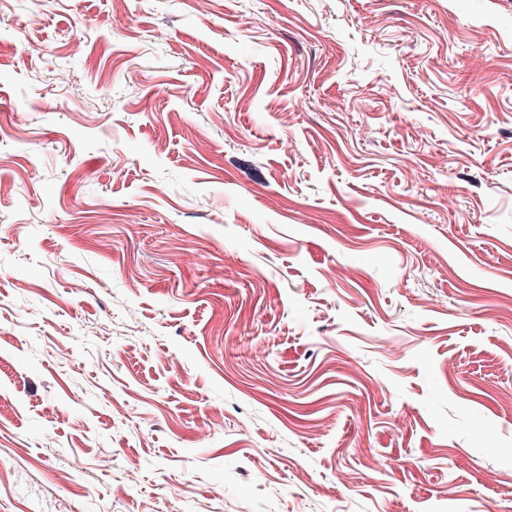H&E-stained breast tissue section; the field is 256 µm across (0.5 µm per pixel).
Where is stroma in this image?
<instances>
[{
	"label": "stroma",
	"instance_id": "stroma-1",
	"mask_svg": "<svg viewBox=\"0 0 512 512\" xmlns=\"http://www.w3.org/2000/svg\"><path fill=\"white\" fill-rule=\"evenodd\" d=\"M145 500L512 512V0H0V512Z\"/></svg>",
	"mask_w": 512,
	"mask_h": 512
}]
</instances>
